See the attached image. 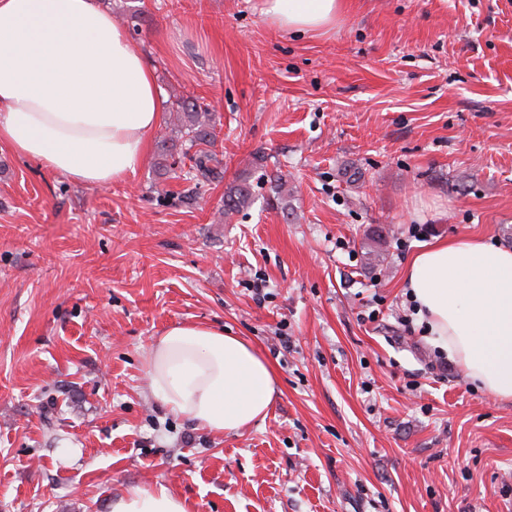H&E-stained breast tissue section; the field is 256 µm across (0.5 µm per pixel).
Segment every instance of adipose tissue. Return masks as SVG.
Instances as JSON below:
<instances>
[{
    "label": "adipose tissue",
    "mask_w": 512,
    "mask_h": 512,
    "mask_svg": "<svg viewBox=\"0 0 512 512\" xmlns=\"http://www.w3.org/2000/svg\"><path fill=\"white\" fill-rule=\"evenodd\" d=\"M345 0H261L279 31L325 32ZM161 91L141 50L100 0H0V151L89 186L124 180L159 130ZM434 346L469 379L512 398V248L480 236L428 245L405 270ZM147 387L196 427L235 432L265 419L272 366L249 342L175 325L144 356ZM111 512H188L167 486L135 487Z\"/></svg>",
    "instance_id": "1"
}]
</instances>
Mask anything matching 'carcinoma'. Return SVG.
Instances as JSON below:
<instances>
[{
	"instance_id": "carcinoma-1",
	"label": "carcinoma",
	"mask_w": 512,
	"mask_h": 512,
	"mask_svg": "<svg viewBox=\"0 0 512 512\" xmlns=\"http://www.w3.org/2000/svg\"><path fill=\"white\" fill-rule=\"evenodd\" d=\"M174 133L177 139L167 147L169 154L179 153L189 158L198 176L205 179L221 180L223 172L214 165L215 156L211 147L215 143L214 123L209 109L196 99H179L172 103ZM251 187L238 183L224 193V216L228 217L249 204ZM371 245L366 247L365 263L375 267L381 262V243L385 242L384 229L378 227L368 232Z\"/></svg>"
}]
</instances>
